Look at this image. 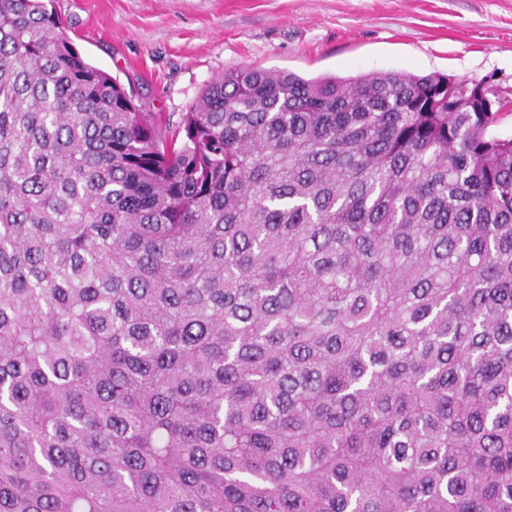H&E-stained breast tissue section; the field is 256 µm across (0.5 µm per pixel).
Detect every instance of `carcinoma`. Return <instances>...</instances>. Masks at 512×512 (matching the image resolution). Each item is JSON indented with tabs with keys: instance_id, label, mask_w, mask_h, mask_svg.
<instances>
[{
	"instance_id": "carcinoma-1",
	"label": "carcinoma",
	"mask_w": 512,
	"mask_h": 512,
	"mask_svg": "<svg viewBox=\"0 0 512 512\" xmlns=\"http://www.w3.org/2000/svg\"><path fill=\"white\" fill-rule=\"evenodd\" d=\"M489 94L243 67L172 133L0 0V512H512Z\"/></svg>"
}]
</instances>
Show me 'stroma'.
<instances>
[{
  "label": "stroma",
  "instance_id": "stroma-1",
  "mask_svg": "<svg viewBox=\"0 0 512 512\" xmlns=\"http://www.w3.org/2000/svg\"><path fill=\"white\" fill-rule=\"evenodd\" d=\"M87 63L177 127L242 68L443 73L512 94V0H55Z\"/></svg>",
  "mask_w": 512,
  "mask_h": 512
}]
</instances>
